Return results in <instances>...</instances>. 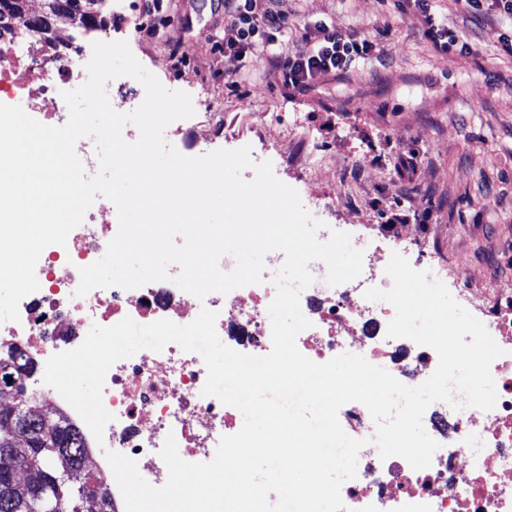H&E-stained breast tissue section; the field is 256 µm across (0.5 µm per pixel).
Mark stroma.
Instances as JSON below:
<instances>
[{"label": "stroma", "instance_id": "obj_1", "mask_svg": "<svg viewBox=\"0 0 512 512\" xmlns=\"http://www.w3.org/2000/svg\"><path fill=\"white\" fill-rule=\"evenodd\" d=\"M285 6L293 24L323 21L353 39L389 34L347 72L297 92L266 55L230 50L238 35L224 0H107L106 27L58 28L74 50L127 41L164 87L191 95L195 118L165 130L181 154L250 147L254 164L271 162L311 215L365 239L377 261L396 252L419 271L438 262L451 291L464 275L481 291L512 288V54L502 49L512 23L433 0L432 12L470 45L444 52L394 0ZM204 112L223 114V138ZM398 211L406 222L388 225Z\"/></svg>", "mask_w": 512, "mask_h": 512}]
</instances>
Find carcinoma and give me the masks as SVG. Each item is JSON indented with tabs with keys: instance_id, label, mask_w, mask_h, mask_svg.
<instances>
[{
	"instance_id": "carcinoma-1",
	"label": "carcinoma",
	"mask_w": 512,
	"mask_h": 512,
	"mask_svg": "<svg viewBox=\"0 0 512 512\" xmlns=\"http://www.w3.org/2000/svg\"><path fill=\"white\" fill-rule=\"evenodd\" d=\"M26 0H0V37L21 23L27 27L56 13L55 0H44V11L30 16ZM106 0H80L66 13L77 27L88 30L104 22L101 6ZM29 364L0 361V396L11 397L17 408V425L0 421V512H79L84 487L66 481L61 471L81 466L84 445L65 420L46 427L43 415L24 397L21 374ZM19 466L24 481L12 482L5 463Z\"/></svg>"
}]
</instances>
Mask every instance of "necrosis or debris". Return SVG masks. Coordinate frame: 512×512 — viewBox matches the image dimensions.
I'll return each instance as SVG.
<instances>
[{"instance_id": "4bbe7bcc", "label": "necrosis or debris", "mask_w": 512, "mask_h": 512, "mask_svg": "<svg viewBox=\"0 0 512 512\" xmlns=\"http://www.w3.org/2000/svg\"><path fill=\"white\" fill-rule=\"evenodd\" d=\"M79 61L70 52L42 54L28 38L24 26L0 39V88L8 87L17 98L27 100L40 112V121L61 126L68 115L57 106L61 85L78 81ZM106 198H98L83 222L74 228L66 246L46 247L36 266L38 291L19 304V321L0 324V357L8 347L18 346L44 367L53 354L77 347L92 325L111 326L123 318L146 325L169 319L185 325L206 308L217 312L216 330L228 347L254 356L272 350L268 308L276 287L270 273L283 261L282 252L266 257L268 269L260 283L228 294L212 293L197 299L172 281L179 272L171 266L170 280L155 281L124 290L96 288L77 296L79 267L97 261L118 231L117 224L104 223L110 209ZM363 250L361 274L346 283L328 284L327 266L315 261L309 266L314 283L302 291L300 308L311 326L296 339L299 351L324 363L350 352L389 371L409 386L424 383L435 371L438 356L431 347L407 338H390L387 325L395 314L384 301H370L367 290L385 278ZM488 331L504 350L491 366L497 391L493 409H453L436 402L423 415V426L438 448L429 467L416 470L398 456L380 458L372 442L375 424L360 403L345 404L341 424L346 434L364 440L359 452L361 466L354 479L341 488L349 512L372 505L379 512H512V318L489 325ZM36 372L25 382L33 398L50 402L54 413L63 415L79 431L86 448L104 444L134 460L140 475L152 486H163L168 470L159 452L167 435H174L181 458L192 463L213 460L222 436L240 430L239 409L203 395L208 372L202 357L177 344L163 351L142 350L116 362L108 371L103 404L114 419L96 442L78 413ZM105 451V453H106ZM105 453L94 460L95 471L109 485L112 497L120 490L112 481Z\"/></svg>"}]
</instances>
